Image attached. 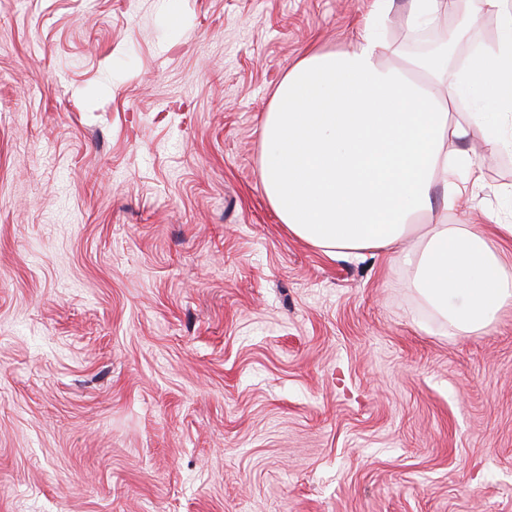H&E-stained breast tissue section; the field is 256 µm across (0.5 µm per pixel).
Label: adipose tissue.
I'll return each instance as SVG.
<instances>
[{
    "label": "adipose tissue",
    "instance_id": "ef3b65f1",
    "mask_svg": "<svg viewBox=\"0 0 512 512\" xmlns=\"http://www.w3.org/2000/svg\"><path fill=\"white\" fill-rule=\"evenodd\" d=\"M392 4L374 0L352 52L311 55L284 77L263 125L261 179L294 236L328 255L396 250L449 335L481 333L512 305V271L489 245L512 241V224L477 201L479 165L458 147L471 117L458 105L494 104L482 137L512 150V11L473 0L474 14H496L495 42L426 84L375 34ZM460 208L476 223H449Z\"/></svg>",
    "mask_w": 512,
    "mask_h": 512
}]
</instances>
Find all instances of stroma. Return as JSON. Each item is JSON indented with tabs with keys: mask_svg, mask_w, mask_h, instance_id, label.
<instances>
[{
	"mask_svg": "<svg viewBox=\"0 0 512 512\" xmlns=\"http://www.w3.org/2000/svg\"><path fill=\"white\" fill-rule=\"evenodd\" d=\"M373 2L0 0V512H512V308L448 336L260 180L278 84ZM484 24L384 37L463 58Z\"/></svg>",
	"mask_w": 512,
	"mask_h": 512,
	"instance_id": "1",
	"label": "stroma"
}]
</instances>
